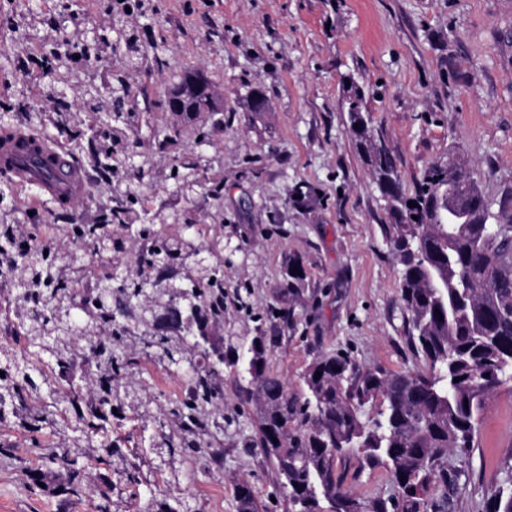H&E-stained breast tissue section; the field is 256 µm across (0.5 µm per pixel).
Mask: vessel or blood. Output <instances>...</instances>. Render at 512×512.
Returning a JSON list of instances; mask_svg holds the SVG:
<instances>
[{
  "instance_id": "vessel-or-blood-1",
  "label": "vessel or blood",
  "mask_w": 512,
  "mask_h": 512,
  "mask_svg": "<svg viewBox=\"0 0 512 512\" xmlns=\"http://www.w3.org/2000/svg\"><path fill=\"white\" fill-rule=\"evenodd\" d=\"M0 170L21 191L35 190L36 198L61 210L74 207L88 191L85 169L47 134L20 125L0 139Z\"/></svg>"
}]
</instances>
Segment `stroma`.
I'll use <instances>...</instances> for the list:
<instances>
[{
	"mask_svg": "<svg viewBox=\"0 0 512 512\" xmlns=\"http://www.w3.org/2000/svg\"><path fill=\"white\" fill-rule=\"evenodd\" d=\"M102 33L111 68L76 60V44ZM132 34L142 59L127 68ZM118 70L131 90L125 109L135 118L132 162L142 177L130 187L142 223L163 237L190 230L202 257L216 245L224 251V318L211 335L236 349L263 332L275 337L270 367L292 393L322 351L367 368L424 370L407 340L390 219L342 108V79L364 89L375 135L406 189L454 157L487 197L512 200V0H143L128 13L111 0H0V114L49 135L83 167L102 145L89 129L86 94ZM187 71L214 84L222 111L191 120L168 111L166 92ZM256 85L267 111L248 109ZM34 196L0 174V224L41 225L48 246L75 219L95 223L113 205L108 187H91L73 213L35 205ZM292 261L306 281L291 322L282 292ZM14 296L13 284L0 286V351L21 355ZM152 332L136 329L129 350L142 361L113 383L131 395L94 447L79 441L68 398L92 389L95 340L82 339L64 373L28 355L53 416L34 437L19 404L0 412V512H156L162 502L175 512H237L241 480L259 512H289L256 443L252 393L233 368L224 370L219 422L194 460L164 446V437L181 435L169 409L187 377L143 358ZM65 446L83 469L78 496L68 472L49 461ZM510 450L512 380L480 412L466 461L448 458L462 466L455 512H481L488 486L512 483L503 467ZM123 465L138 471V484L121 482ZM344 469L355 495L395 492L385 468L361 471L350 461Z\"/></svg>",
	"mask_w": 512,
	"mask_h": 512,
	"instance_id": "obj_1",
	"label": "stroma"
}]
</instances>
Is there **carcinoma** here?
<instances>
[{"label":"carcinoma","instance_id":"1","mask_svg":"<svg viewBox=\"0 0 512 512\" xmlns=\"http://www.w3.org/2000/svg\"><path fill=\"white\" fill-rule=\"evenodd\" d=\"M195 83L199 91L180 114L216 112L219 107L210 84L185 75L172 87L175 96L183 86ZM345 109L351 124L367 112L364 90L356 83L343 85ZM132 116L112 111L102 144L107 159L126 153ZM357 148L371 167L384 209L391 224L386 237L400 265L399 290L410 328L413 351L427 370L390 372L364 368L351 355L325 351L316 355L303 373V395L288 388L268 364L266 337H260L261 364L252 366L243 380L255 386L258 435L261 448L274 458L278 484L291 492L294 512H420V504L432 486L456 488L459 470L448 464V454H466L474 447L477 418L486 400L512 372V213L493 202L477 187L459 164L452 168L429 167L415 189L403 190L391 153L377 139L354 134ZM416 206H408L409 202ZM136 200L127 192L99 224H70L68 231L80 247L90 245L103 259L122 250L112 237V224L133 226L139 221ZM140 236L152 241L157 251L145 257L133 278L118 279L102 269L93 294L82 306V315L69 321L77 274L84 271L76 252L55 253L25 247L29 231L12 224L0 225V252L14 255L27 272L18 285V306L27 309L25 337L38 343L53 340L56 366L69 367L79 349V337L91 326L111 328L99 344L96 369L97 395L92 403L79 391L71 404L79 415V430L91 437L108 419L105 397L117 399L112 381L130 373L138 362L119 348L133 336L127 323L152 317L155 332L145 340L147 355L176 365L190 346L202 350L205 364H188L192 393L174 403L171 414L182 419L179 441L165 445L185 456L196 452L194 436L204 431L209 418L205 407L224 401L217 381L226 363L224 347L179 335L184 329L182 310L157 291L154 304L164 313L142 303L140 286L158 284L173 267L196 254L185 237L158 238L148 224ZM219 269L207 264L197 268L191 309L205 320L224 316V289L216 282ZM0 399L10 397L25 406L28 428L38 432L50 411L41 400L34 378L22 370H0ZM321 376H316V373ZM355 458L359 467L383 466L396 493L362 499L343 487L336 463ZM53 462L66 469L72 490L82 489V469L63 452ZM237 512H258L251 484L236 485ZM485 512H512V486L487 491Z\"/></svg>","mask_w":512,"mask_h":512}]
</instances>
